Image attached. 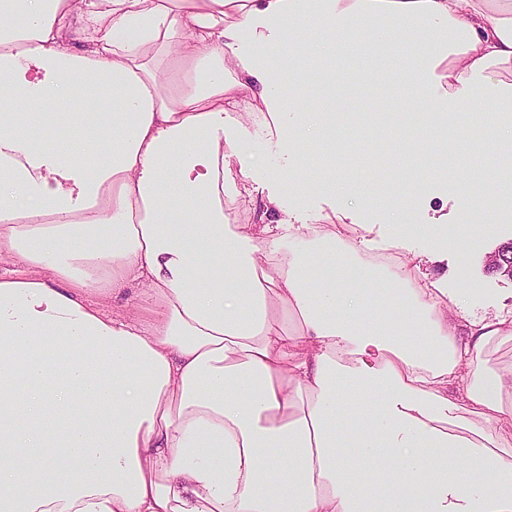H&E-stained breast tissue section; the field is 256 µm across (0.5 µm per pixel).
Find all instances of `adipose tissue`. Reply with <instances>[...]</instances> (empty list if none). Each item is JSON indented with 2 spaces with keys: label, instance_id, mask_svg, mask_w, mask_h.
Returning <instances> with one entry per match:
<instances>
[{
  "label": "adipose tissue",
  "instance_id": "1",
  "mask_svg": "<svg viewBox=\"0 0 512 512\" xmlns=\"http://www.w3.org/2000/svg\"><path fill=\"white\" fill-rule=\"evenodd\" d=\"M352 80L425 108L414 167L289 187L387 207L465 103L512 138V0H0V512H512V318L344 217L224 211L245 122L335 150Z\"/></svg>",
  "mask_w": 512,
  "mask_h": 512
}]
</instances>
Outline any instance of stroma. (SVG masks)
Segmentation results:
<instances>
[{
  "mask_svg": "<svg viewBox=\"0 0 512 512\" xmlns=\"http://www.w3.org/2000/svg\"><path fill=\"white\" fill-rule=\"evenodd\" d=\"M340 113L342 125L336 129V156L334 162L324 160L319 148H312L305 162L313 172H329L336 180H345L347 169H354L356 177H363L367 169H374L376 184H393V172L400 159L385 155L384 166H377V150L370 138L372 121L362 95L350 93ZM243 151L253 163L251 181L262 193L278 194L285 210L296 214L300 222L314 223L318 216L340 210L341 200L334 195L313 193L297 196L288 186L283 171V160L276 137L259 136L254 126L243 132ZM512 153V142L499 143L496 153L483 152L476 159L480 169L494 175L492 183L481 184L474 171H467L464 182H456L442 176L445 157H437L424 169L421 193L398 199L396 208L405 210L409 223L431 225L433 207L440 201L448 203V231L462 230L460 244L441 249L437 245L438 234L432 233L405 238V226L390 221L385 213L376 208L357 206L350 216L369 229L372 238L394 243L397 254L413 257L422 255L425 267L447 288L449 295H464L468 312L479 315H495L512 310V279L493 271L489 258L503 246L512 243V179L502 173L503 155ZM471 184L476 199L472 207H464V184ZM496 200L498 212L493 219H486L484 204ZM408 223V224H409Z\"/></svg>",
  "mask_w": 512,
  "mask_h": 512,
  "instance_id": "obj_1",
  "label": "stroma"
}]
</instances>
